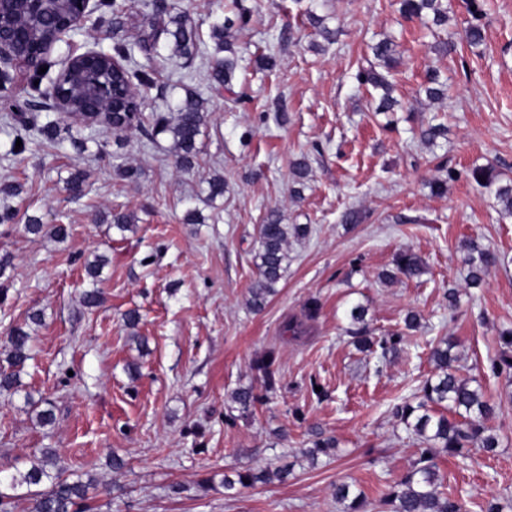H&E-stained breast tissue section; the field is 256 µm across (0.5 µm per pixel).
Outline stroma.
<instances>
[{"instance_id": "obj_1", "label": "stroma", "mask_w": 512, "mask_h": 512, "mask_svg": "<svg viewBox=\"0 0 512 512\" xmlns=\"http://www.w3.org/2000/svg\"><path fill=\"white\" fill-rule=\"evenodd\" d=\"M451 4L447 25L433 31L402 19L396 0H179L205 48L173 60L145 93L144 111L169 112L189 94L205 100L189 172L174 165L163 135L151 142L69 119L60 144L33 142L16 156L11 130L0 125V184L22 186L20 196L0 194V206L15 212L0 224V255L13 258L0 278V336L13 327L32 335L18 393L0 396V478L52 448L50 469L111 485L90 512H343L334 496L342 481L373 505L418 453L391 409L418 393L433 373L431 346L449 337L461 376L476 379L496 407L490 425L499 445L468 459L437 452L440 490L459 497L464 512H485L492 499L512 512V383L490 370L500 330L512 327V218L471 177L492 166L512 178V0H480L484 40L476 47L464 39L467 0ZM237 6L250 21L236 34L240 62L227 91L208 78L210 26ZM313 14L336 30L334 43L317 35ZM166 19L130 0L91 19L75 41L129 46ZM383 36L399 59L400 105L386 113L353 78ZM439 40L451 44L448 54L436 53ZM264 54L275 56L273 70L258 67ZM431 70L446 84L437 102L422 91ZM432 121L448 134L428 145L418 131ZM300 160L309 175L298 186L292 166ZM121 165L137 168V181L119 178ZM84 171L86 194L72 200L66 182ZM215 175L224 196L211 203ZM439 179L442 195L431 188ZM190 207L200 223H186ZM272 210L310 234L290 240L284 276L255 311L246 299L257 226ZM349 211L357 223H344ZM116 213L132 215L130 230L113 227ZM31 216L67 225L68 236L28 234ZM472 242L507 258L478 288L466 285ZM405 251L422 258L424 273L380 281ZM98 255L107 263L94 283L85 265ZM94 284L107 297L99 309L80 302ZM356 304L374 339L401 333L397 352L382 358L355 347L346 329ZM131 310L140 315L132 329L124 323ZM410 313L419 318L413 330ZM291 318L307 327L295 340L280 334ZM270 352L281 382L269 393L258 364ZM240 387L260 397L247 415L230 401ZM44 400L56 414L48 427L36 419ZM314 427L337 446L313 460ZM114 454L123 469L110 467ZM282 465L290 472L281 482L221 484Z\"/></svg>"}]
</instances>
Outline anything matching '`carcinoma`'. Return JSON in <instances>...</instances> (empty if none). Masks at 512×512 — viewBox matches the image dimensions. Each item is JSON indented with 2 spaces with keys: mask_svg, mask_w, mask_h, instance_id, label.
<instances>
[{
  "mask_svg": "<svg viewBox=\"0 0 512 512\" xmlns=\"http://www.w3.org/2000/svg\"><path fill=\"white\" fill-rule=\"evenodd\" d=\"M67 7V0H50L44 12L36 20L32 19L28 10L27 0H18L15 23L28 25L33 23L41 33L51 31L57 19ZM451 10L450 0H400L399 13L406 19H417L424 25L441 26L448 22ZM169 22L158 27L153 35V42L144 46L151 54L149 60L160 58L167 60L158 47L172 50L177 57H191L201 50V42L197 39L194 28L186 16L178 11L177 2L169 4ZM249 17L245 10L240 9L224 19L216 20L211 27V39L214 40L216 51L226 52L222 58L214 60L212 79L231 88V82L238 68V57L234 50L235 32L248 23ZM373 60L368 66L360 67L355 73L356 81L371 87L378 92L379 112H393L398 102L392 96L394 84L390 80L392 70L396 68L394 43L384 37L371 46ZM124 58V69L119 80L124 85L138 82V85L151 87L158 74L157 68L150 64L139 68L130 67L132 51L126 46H115L113 51L99 49V58L106 60L109 54ZM426 96L431 100H440L444 94L443 85L439 82V74L431 71L427 74L426 85L423 87ZM144 100L137 96L129 112H114L110 116L112 130L127 132L137 130L152 139L160 134H168L173 141V162L182 170L193 167V159L197 156V141L206 125L207 112L204 101L191 96L180 101L167 115L153 114L150 121L144 120L142 107ZM6 117L19 124L15 129V137L21 139L22 147L12 150L19 155L28 149L27 132L37 129L45 141L53 143L57 139L58 122L49 120L35 126L31 123L24 106L18 105L6 113ZM474 180L487 187L494 188V196L499 212L504 217L512 216V180L501 183L499 174L492 167L476 168L472 172ZM31 234H45L56 239L67 235L63 224L25 225ZM309 229L300 224H284L277 211L269 212L262 224L258 225L256 236V278L248 289V306L253 310L264 307L268 296L275 292L276 285L282 279L288 264V243L292 238L307 236ZM500 262L499 256L473 244L469 247L466 263L468 266L467 283L478 286L483 281L486 269ZM424 271L421 260L410 253H402L395 260V270L385 274L383 279L403 277L414 279ZM80 299L87 308H99L106 303L102 290L89 288L84 290ZM349 328L346 333L354 342L367 349L379 346L381 356L397 350L402 336L393 334L387 339L374 342L368 336L365 322V308L353 305L347 311ZM31 335L22 328H12L6 334L5 348L10 370L0 369V395L13 394L19 387V371L30 359L29 348ZM501 351L491 369L500 375L507 373L512 376V328L500 333ZM453 345L447 341L434 347L430 357L434 364V374L426 379L420 389L417 402L405 400L393 408V417L410 436L420 444L419 456L411 470L380 500V512H463L459 499L444 496L439 491L440 477L436 470L433 449L441 448L452 456L467 458L473 449L478 448L489 452L498 447L496 435L487 426L494 414V407L483 399L480 386H472V380L458 375L455 363L458 357L452 355ZM275 358L268 354L261 361L266 391L273 392L278 385L277 371L274 368ZM232 401L238 405L243 414H248L257 401V396L250 388H240L232 393ZM51 456L50 450L43 452V459L31 460L30 467L19 477L12 478L8 483L0 482V512H11L12 503L18 497L17 490L27 487V496L33 500V512H88L86 501L89 493L97 492L99 484L92 478L87 481H71L61 472L52 473L45 468ZM288 470L276 468L265 470L259 474H237V480H224V489L232 490L235 485L245 482L268 481L275 477L284 480ZM336 501L345 505L344 512H363L366 501L362 494H352L351 486L339 483L335 489Z\"/></svg>",
  "mask_w": 512,
  "mask_h": 512,
  "instance_id": "cac0c4a2",
  "label": "carcinoma"
}]
</instances>
